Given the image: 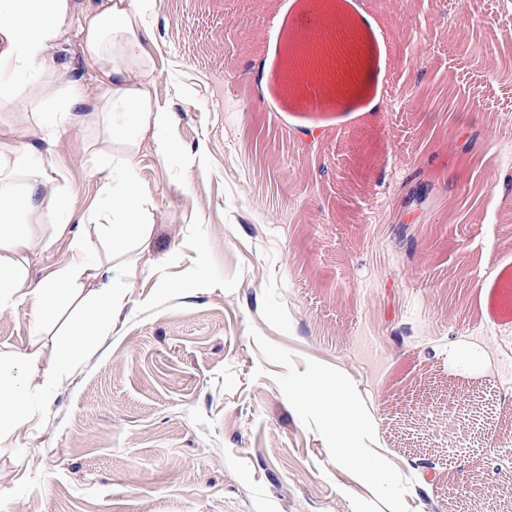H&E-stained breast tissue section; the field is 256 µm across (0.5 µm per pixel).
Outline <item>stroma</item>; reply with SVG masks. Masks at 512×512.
<instances>
[{
  "instance_id": "35a3bbf8",
  "label": "stroma",
  "mask_w": 512,
  "mask_h": 512,
  "mask_svg": "<svg viewBox=\"0 0 512 512\" xmlns=\"http://www.w3.org/2000/svg\"><path fill=\"white\" fill-rule=\"evenodd\" d=\"M306 0H162L148 27L181 174L152 138L137 157L149 240L124 258V306L97 314L80 361L0 428V512H432L448 481V400L491 390V432L512 413V74H489L458 32L512 56L504 0H341L379 30L375 112L308 106L280 80ZM456 25H449V14ZM455 83H447V71ZM314 126L315 138L304 137ZM479 129L471 154L455 130ZM98 131L72 121L37 149L75 213L98 197ZM420 167L438 190L414 217L395 185ZM34 281L112 253L76 254L52 218L25 225ZM80 300L31 330L29 298L0 307V373L39 350L55 368ZM335 373L374 422L367 447L399 471L382 489L337 463L336 435L300 391ZM417 431L439 458L420 465ZM487 488L458 512H512L493 447Z\"/></svg>"
}]
</instances>
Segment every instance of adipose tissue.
Here are the masks:
<instances>
[{"label":"adipose tissue","mask_w":512,"mask_h":512,"mask_svg":"<svg viewBox=\"0 0 512 512\" xmlns=\"http://www.w3.org/2000/svg\"><path fill=\"white\" fill-rule=\"evenodd\" d=\"M158 0H97L87 11H79L77 0H0V105L22 107L23 118L9 139L0 140V303L17 295L30 298L34 330H41L44 315L59 308L61 289L80 272L62 268L47 281L32 284L30 268L20 253L27 242L20 233L43 215H51L60 229L73 221L98 222L102 238L112 246L113 259L98 265L93 277L95 306L109 312L121 305L124 294L120 259L146 242L151 234L148 201L136 176V155L146 136L156 139L166 158L182 157L185 170L198 167L191 156L168 137L171 114L154 100L150 76L155 57L146 46L147 18ZM336 15L344 35L355 37V53L347 62L346 87L336 93L327 87L328 100L351 104L372 76L371 49L366 30L373 20L353 18L344 10ZM79 26V53L101 75L107 92L95 101L79 89V81L68 65L58 64L55 52L68 40L72 26ZM75 119H87L102 128L106 160L97 170L99 193L95 209L74 217L64 187L49 176L33 139L49 133L48 111ZM34 359L28 352L10 357L12 374L0 376V421L18 428L27 420L26 404L35 388L28 369ZM305 404L318 410L339 443L337 462L352 464L370 478L386 483L394 473L384 456L362 445L371 434L372 423L356 413L353 398L344 385L327 372L302 392Z\"/></svg>","instance_id":"obj_1"}]
</instances>
